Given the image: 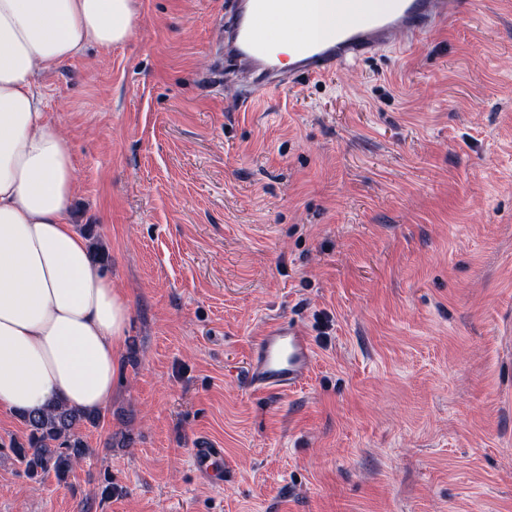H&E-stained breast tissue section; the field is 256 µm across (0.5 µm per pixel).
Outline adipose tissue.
I'll return each mask as SVG.
<instances>
[{
  "label": "adipose tissue",
  "instance_id": "adipose-tissue-1",
  "mask_svg": "<svg viewBox=\"0 0 512 512\" xmlns=\"http://www.w3.org/2000/svg\"><path fill=\"white\" fill-rule=\"evenodd\" d=\"M134 0H0V407L62 401L102 409L129 309L67 215L77 190L72 145L47 121L40 73L132 34ZM265 48L284 59L309 35L298 13L262 16Z\"/></svg>",
  "mask_w": 512,
  "mask_h": 512
}]
</instances>
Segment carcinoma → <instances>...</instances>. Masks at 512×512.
<instances>
[{"label":"carcinoma","mask_w":512,"mask_h":512,"mask_svg":"<svg viewBox=\"0 0 512 512\" xmlns=\"http://www.w3.org/2000/svg\"><path fill=\"white\" fill-rule=\"evenodd\" d=\"M19 417L25 424V433L20 438H10L8 448L23 467V474L31 480L52 474L57 482L66 484L79 461L90 454L81 428L99 427L102 414L53 402Z\"/></svg>","instance_id":"1"}]
</instances>
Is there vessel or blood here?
I'll return each instance as SVG.
<instances>
[{
  "label": "vessel or blood",
  "instance_id": "vessel-or-blood-1",
  "mask_svg": "<svg viewBox=\"0 0 512 512\" xmlns=\"http://www.w3.org/2000/svg\"><path fill=\"white\" fill-rule=\"evenodd\" d=\"M283 0H233L232 11L219 22L221 41L217 47L214 85L225 75L239 77L248 84L244 102H251L259 89L280 86L298 78L329 75L336 66L355 63L394 48L397 41L411 44L423 34L447 27L467 4L465 0H391L383 12H371L365 0H336L343 21L324 25L325 0H303L301 16L312 27L310 37L298 44L295 61L282 68L276 56L262 49L257 40L256 22ZM314 347L307 332L297 323L268 321L249 356V376L254 390L285 392L300 385L314 364ZM192 461L200 475L221 469L224 451L207 444L192 451Z\"/></svg>",
  "mask_w": 512,
  "mask_h": 512
}]
</instances>
